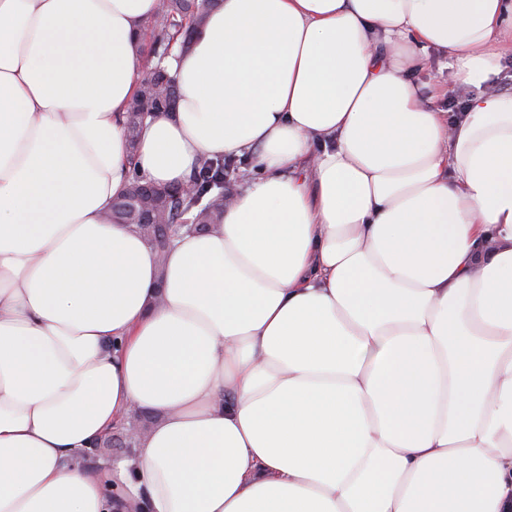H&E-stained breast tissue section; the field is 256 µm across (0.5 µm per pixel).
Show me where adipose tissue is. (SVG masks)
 <instances>
[{"instance_id": "1", "label": "adipose tissue", "mask_w": 512, "mask_h": 512, "mask_svg": "<svg viewBox=\"0 0 512 512\" xmlns=\"http://www.w3.org/2000/svg\"><path fill=\"white\" fill-rule=\"evenodd\" d=\"M157 3L0 0V512H512V0H220L131 152ZM205 156L219 231L106 222ZM448 75V56L440 51H431L427 56L424 71L419 79L424 82H433L436 79L446 80ZM162 69L169 76V79L167 80L165 85H158L156 88H158L159 91L148 92L147 98L143 96L142 85L138 96L130 106L128 120L126 124V136L129 146L131 148L135 147L138 140L140 127L143 123L142 113L172 111V103L176 95V89L174 85V82L176 84V80L175 77L167 73L165 68ZM134 119L136 122L134 121ZM134 430V424L130 423L125 432V425L122 427H118L115 431L112 432V446L111 447H101L95 448L96 450L89 453L90 458L87 459V463L92 466V468L100 467V463L105 460H112L114 462L119 460H131L133 458V453L130 447H133V443L135 440H132L128 444L124 443L121 437L127 440L129 439L132 431Z\"/></svg>"}]
</instances>
